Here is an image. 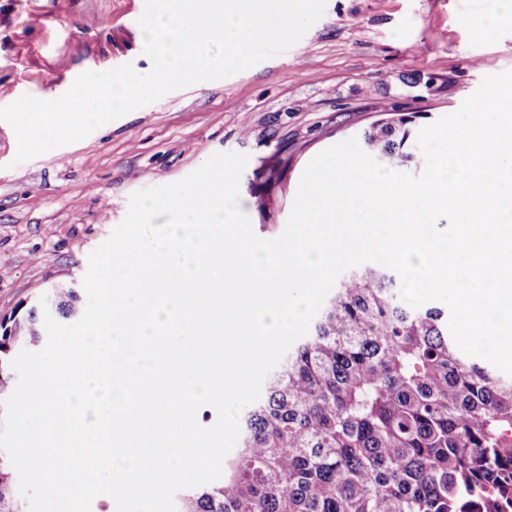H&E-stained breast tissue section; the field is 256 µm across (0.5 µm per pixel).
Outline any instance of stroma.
I'll list each match as a JSON object with an SVG mask.
<instances>
[{
  "mask_svg": "<svg viewBox=\"0 0 512 512\" xmlns=\"http://www.w3.org/2000/svg\"><path fill=\"white\" fill-rule=\"evenodd\" d=\"M145 0H0V107L63 95L84 72L147 71ZM512 71V17L491 0H327L282 54L107 123L15 163L0 121V317L58 282L81 288L89 255L130 195L178 181L213 153L249 161L239 206L263 239L287 223L301 175L321 151L379 119L427 126L458 110L488 75Z\"/></svg>",
  "mask_w": 512,
  "mask_h": 512,
  "instance_id": "35a3bbf8",
  "label": "stroma"
}]
</instances>
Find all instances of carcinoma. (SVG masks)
I'll return each instance as SVG.
<instances>
[{"label": "carcinoma", "mask_w": 512, "mask_h": 512, "mask_svg": "<svg viewBox=\"0 0 512 512\" xmlns=\"http://www.w3.org/2000/svg\"><path fill=\"white\" fill-rule=\"evenodd\" d=\"M413 123L370 124L366 152L409 165ZM399 289L371 262L338 281L245 415L224 476L182 492L177 512H512V380L458 351L447 311L413 309ZM49 302L64 319L81 312L65 284ZM44 342L39 309L0 320V400L13 353ZM0 512H29L1 451Z\"/></svg>", "instance_id": "obj_1"}]
</instances>
